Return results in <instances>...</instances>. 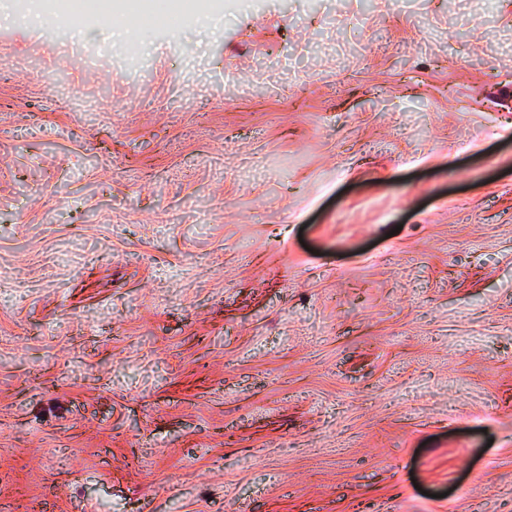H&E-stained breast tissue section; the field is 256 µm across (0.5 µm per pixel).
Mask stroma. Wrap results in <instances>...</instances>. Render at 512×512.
Segmentation results:
<instances>
[{
    "label": "stroma",
    "instance_id": "obj_1",
    "mask_svg": "<svg viewBox=\"0 0 512 512\" xmlns=\"http://www.w3.org/2000/svg\"><path fill=\"white\" fill-rule=\"evenodd\" d=\"M0 12V512H512V0Z\"/></svg>",
    "mask_w": 512,
    "mask_h": 512
}]
</instances>
